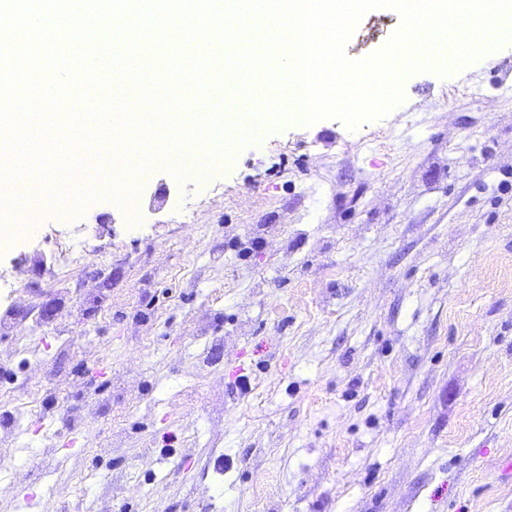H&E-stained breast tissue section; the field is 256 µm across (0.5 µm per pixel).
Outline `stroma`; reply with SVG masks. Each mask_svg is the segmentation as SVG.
<instances>
[{
    "instance_id": "obj_1",
    "label": "stroma",
    "mask_w": 512,
    "mask_h": 512,
    "mask_svg": "<svg viewBox=\"0 0 512 512\" xmlns=\"http://www.w3.org/2000/svg\"><path fill=\"white\" fill-rule=\"evenodd\" d=\"M401 94L0 244V505L512 512V47Z\"/></svg>"
}]
</instances>
